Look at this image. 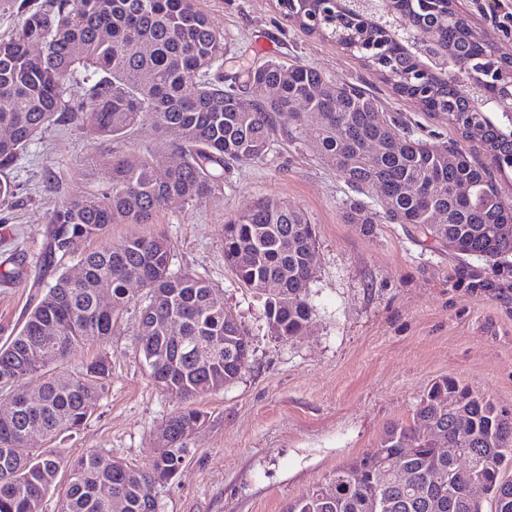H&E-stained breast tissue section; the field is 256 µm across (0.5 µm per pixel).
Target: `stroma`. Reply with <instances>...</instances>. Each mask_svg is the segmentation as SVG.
I'll return each mask as SVG.
<instances>
[{
  "label": "stroma",
  "mask_w": 512,
  "mask_h": 512,
  "mask_svg": "<svg viewBox=\"0 0 512 512\" xmlns=\"http://www.w3.org/2000/svg\"><path fill=\"white\" fill-rule=\"evenodd\" d=\"M460 5L490 43L512 50V0ZM197 6L226 35L241 66L308 65L362 85L415 137L458 140L447 115L397 96L375 68L288 22L277 0H197ZM158 147L147 123L115 139L75 120L48 127L21 152L6 172L15 198L0 209V273L16 272L0 276V343L40 296L36 281H54L42 261L49 211L76 196L110 192L113 159L134 163L152 152L166 163ZM350 196L336 170L282 138L264 161L235 165L203 203L169 205L152 223L115 224L103 240L88 242L93 250L133 234L164 235L174 268L217 286L250 337L241 378L194 400L206 421L191 437L182 469L156 487L160 512H286L337 468L375 448L386 427L411 424L421 398L445 377L512 412V255L459 260L400 224L384 221L364 231L343 218ZM264 197L299 207L316 231L318 261L307 290L312 319L303 335L288 340L270 333L263 299L224 264L225 222ZM131 291L133 301L111 336L84 341L61 364L24 381L32 389L100 358L110 366L87 423L54 439L34 436L33 452L74 459L102 451L138 470L152 466L159 429L180 402L142 364L136 330L145 290Z\"/></svg>",
  "instance_id": "1"
}]
</instances>
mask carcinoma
Here are the masks:
<instances>
[{"mask_svg":"<svg viewBox=\"0 0 512 512\" xmlns=\"http://www.w3.org/2000/svg\"><path fill=\"white\" fill-rule=\"evenodd\" d=\"M284 16L304 31L338 42L359 58L374 57L381 78L401 97L427 112L448 114L461 138L479 125L461 85L428 84L420 61L384 29L358 15L340 25L323 21L328 0H278ZM401 15L433 30L437 39L469 60L473 74L493 80L512 57L484 45L475 29L448 20L423 0H398ZM227 41L196 0H44L16 33L0 38V173L41 132L68 116L100 135L125 137L141 121L160 135V150L180 158L176 166L154 156L130 164L112 161V190L85 195L54 207L47 224L45 265L69 258L83 279L56 270L54 284L27 313L20 330L0 345V389L12 388L45 367L65 360L88 338L106 339L127 310L133 282L148 289L140 309L139 353L154 383L186 403L238 380L248 366L250 340L222 293L207 279L172 269V248L163 235L139 234L96 250L87 241L113 224H149L171 201L201 203L242 162L267 157L291 120L288 136L309 145L336 169L346 185L366 196L381 181L386 198L378 209L352 200L349 224L379 220L410 226L461 260L487 261L512 254V205L502 201L490 170L470 160L465 146L428 143L403 131L362 87L331 79L309 66L270 61L245 72L242 85H224ZM82 77L85 103L65 95L68 82ZM271 85L264 99L253 89ZM377 143L372 150L371 143ZM480 147L488 155L512 157V137L500 126L483 128ZM412 185L418 191L411 193ZM448 223L432 224L434 210ZM315 228L305 213L273 198L257 199L224 224V261L237 280L265 298L271 333L302 335L311 320L307 269L317 263ZM111 307L104 315L98 290ZM177 325V334L170 331ZM109 365L98 359L78 376L54 377L14 411L0 415V512H42L44 498L69 468L61 512H159L155 486L170 481L186 458L192 429L203 414L188 405L174 411L161 430L165 447L147 472L120 459L91 452L72 462L54 454H33L28 434L49 437L80 429L105 390ZM469 429L456 437V423ZM433 426L439 440L421 430ZM403 456L409 487L382 478L388 462ZM477 461L470 475L465 457ZM512 457V415L478 392L445 378L420 400L412 423L391 425L376 448L342 466L288 506V512H512V481L502 465ZM483 494L467 492L471 476ZM490 510H485V504Z\"/></svg>","mask_w":512,"mask_h":512,"instance_id":"1","label":"carcinoma"}]
</instances>
